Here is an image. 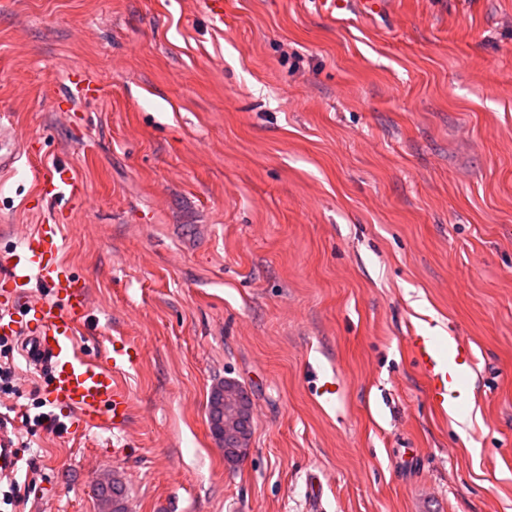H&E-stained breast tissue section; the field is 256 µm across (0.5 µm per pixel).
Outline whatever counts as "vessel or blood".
<instances>
[{"mask_svg": "<svg viewBox=\"0 0 512 512\" xmlns=\"http://www.w3.org/2000/svg\"><path fill=\"white\" fill-rule=\"evenodd\" d=\"M34 178L44 198L75 196L77 183L68 169L37 167ZM56 225L43 224L27 236L21 252L0 256V278L7 289L0 294V335L16 338L19 352L35 369L49 373L45 403L66 407L75 429H123L131 414V399L120 377L138 355L124 340L112 343L105 360L83 352L78 343L80 325L87 317L89 289L59 258ZM47 288L43 300L27 292L30 281ZM25 306L37 316L36 327L17 325L15 307ZM405 342L425 381L426 396L433 408L465 412L470 403L471 373L476 367L474 351L467 340L449 337L440 344L425 328L410 332ZM20 458L6 428L0 425V476L13 477Z\"/></svg>", "mask_w": 512, "mask_h": 512, "instance_id": "1", "label": "vessel or blood"}]
</instances>
